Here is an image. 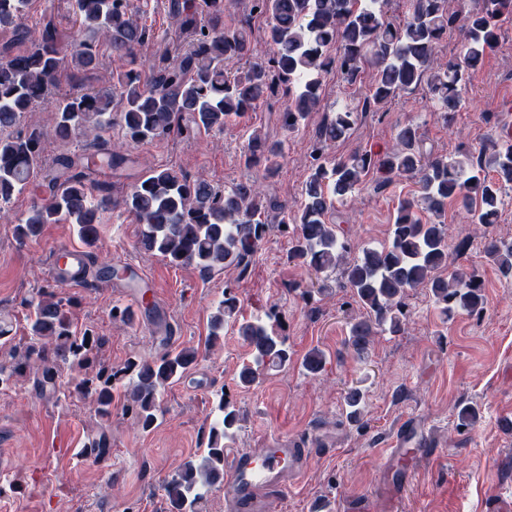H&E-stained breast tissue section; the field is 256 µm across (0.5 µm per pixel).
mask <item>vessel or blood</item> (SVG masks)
Masks as SVG:
<instances>
[{
	"mask_svg": "<svg viewBox=\"0 0 512 512\" xmlns=\"http://www.w3.org/2000/svg\"><path fill=\"white\" fill-rule=\"evenodd\" d=\"M87 260L84 250L66 245L52 250L49 273L60 283L77 282ZM425 440L414 424L398 430L392 448L381 459L379 485L388 495L397 494L413 472L416 460L426 456ZM225 495L228 512H268L272 497L290 488L306 469L310 454L305 448L289 447L287 441L275 440L260 454L228 449Z\"/></svg>",
	"mask_w": 512,
	"mask_h": 512,
	"instance_id": "1",
	"label": "vessel or blood"
}]
</instances>
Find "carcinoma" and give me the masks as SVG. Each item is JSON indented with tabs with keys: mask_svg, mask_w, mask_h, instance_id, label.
Wrapping results in <instances>:
<instances>
[{
	"mask_svg": "<svg viewBox=\"0 0 512 512\" xmlns=\"http://www.w3.org/2000/svg\"><path fill=\"white\" fill-rule=\"evenodd\" d=\"M84 36L62 44L53 19L38 25L22 23L27 0H0V28L12 29L11 40L0 45V203L35 184L42 168L45 133L20 130L24 113L38 104L54 112L51 135L68 142L78 135L97 140L118 121L127 143L171 136L189 138L200 130H222L233 118L258 109L279 93L283 98L281 126L293 130L321 106V74L331 64L354 85L364 67L374 72L369 95L361 107L339 111L318 132L311 172L303 189L304 202L290 214L268 197L256 180L229 190L214 188L182 171L158 167L139 178L121 198L114 199L90 175L121 169L132 163L124 146L103 148L91 159L74 155L57 163L55 175L38 184L41 196L28 216L16 225L21 243L40 234L42 225L65 220L77 226L82 240L93 245L99 237L101 214L121 207L141 224L138 248L169 263L193 265L204 277L227 268L247 269L263 240L277 231L288 238V258L309 275L304 294L332 288L328 273L341 270L365 315L351 323L347 348L360 359L383 333L400 334L405 325L403 300L409 291L426 288L443 316L458 310H484V285L474 268L451 266L448 204L455 203L480 233L482 252L502 275H512V243L481 232L496 222L503 192L512 188V137L493 138L479 156L457 158L424 149L417 127L397 129L395 147L382 154L355 153L333 162L323 158L332 143L347 136L359 112L377 106L422 84L447 121L461 103L469 78L487 51L499 40L501 22L512 16V0H472L460 16L448 0H404L403 18H387V0H250V14L267 20L265 39L271 53L256 62L250 18L224 24V0H170L175 30L189 37L188 47L166 53L162 64L145 68L142 57L153 34L138 20L129 0H70ZM458 31L463 54L446 63L437 58L440 41ZM336 48V57L330 49ZM118 53L126 68L112 75V87L94 90L83 84L56 94L68 70L98 69L102 50ZM248 168H262V179L278 174L283 144L258 130L248 138L243 154ZM386 187L400 177L420 184V195L399 200L389 243L363 247L352 242L337 224L328 221L334 205H345L369 174ZM277 212L276 222L269 213ZM358 256L349 258L352 251ZM448 274H443V271ZM233 285L224 284V299L212 316V338L224 324L238 323V334L253 361L242 366L238 385L249 388L265 368L288 364L287 339L279 322H237ZM29 338L0 363V389L16 384L35 369L39 389L55 386L66 368L88 369L94 352L106 338L77 332L63 300L46 286L26 302ZM197 351L183 347L152 361H130L120 369L101 365L93 375L72 383L75 392L92 398L96 415L112 416V391L128 378L126 411L146 431L157 420L161 395L196 362ZM325 356L309 351L305 370L315 375ZM346 419L358 428L364 421V393L358 387L344 395ZM219 419L210 430L200 460L186 461L164 487L165 512H200L203 489L224 479V441L233 438L243 414L228 400L218 406ZM479 411L458 407L457 427L468 428Z\"/></svg>",
	"mask_w": 512,
	"mask_h": 512,
	"instance_id": "cac0c4a2",
	"label": "carcinoma"
}]
</instances>
